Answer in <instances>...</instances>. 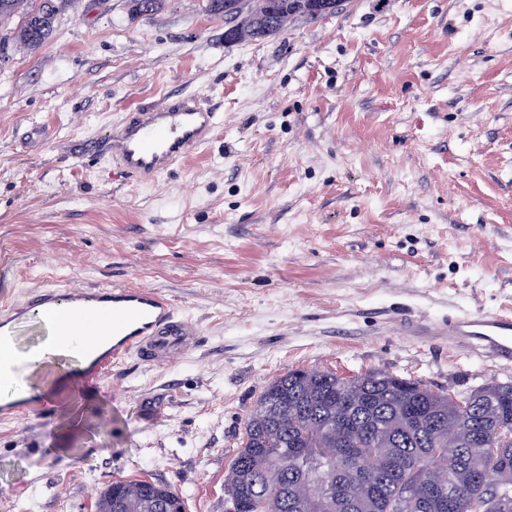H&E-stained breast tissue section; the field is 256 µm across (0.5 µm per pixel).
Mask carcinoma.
Wrapping results in <instances>:
<instances>
[{"label": "carcinoma", "mask_w": 512, "mask_h": 512, "mask_svg": "<svg viewBox=\"0 0 512 512\" xmlns=\"http://www.w3.org/2000/svg\"><path fill=\"white\" fill-rule=\"evenodd\" d=\"M70 0H0V28L16 16L19 27L0 35V58L14 43L31 49L52 34L58 12ZM163 0H132L135 17L153 15ZM208 0L207 11L224 17V30L252 29L262 41L302 15L336 11L341 0H251V8L227 9ZM414 390L403 379L369 372L353 379L331 371L295 369L270 383L245 425L243 445L224 482L225 501L248 512H336L345 491L346 512H512V480L497 487L478 478L492 458L512 474V383L495 385L491 398ZM463 429L458 444L444 430ZM347 448L376 465L357 477L336 472L331 459ZM282 468L279 483L265 472ZM145 481L112 485V512H150L149 499L171 491H148ZM319 497L308 500L310 487Z\"/></svg>", "instance_id": "1"}]
</instances>
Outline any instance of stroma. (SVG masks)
Returning a JSON list of instances; mask_svg holds the SVG:
<instances>
[{"instance_id":"35a3bbf8","label":"stroma","mask_w":512,"mask_h":512,"mask_svg":"<svg viewBox=\"0 0 512 512\" xmlns=\"http://www.w3.org/2000/svg\"><path fill=\"white\" fill-rule=\"evenodd\" d=\"M205 0H76L0 60V287H149L198 321L164 366L127 358L82 433L67 386L0 418V512H93L117 479L224 512L263 390L288 371L384 372L471 393L512 367L418 342L411 320L512 309V0H343L264 41ZM222 119L151 185L105 154L165 94Z\"/></svg>"}]
</instances>
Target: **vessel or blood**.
Wrapping results in <instances>:
<instances>
[{"label":"vessel or blood","instance_id":"b4317fda","mask_svg":"<svg viewBox=\"0 0 512 512\" xmlns=\"http://www.w3.org/2000/svg\"><path fill=\"white\" fill-rule=\"evenodd\" d=\"M218 126V114L198 97L169 94L156 104H144L124 114L113 126L107 155L131 183H153L208 143ZM43 323L67 322L81 336L80 357L94 375L129 354L168 365L193 349L200 336L196 322L180 315L174 303L147 287L105 286L92 290L43 287L24 299L0 292V379L9 376L18 328L31 310ZM455 346L512 365V315L470 312L448 316L443 324ZM38 401L13 391L0 397V416L12 418L40 411Z\"/></svg>","mask_w":512,"mask_h":512}]
</instances>
